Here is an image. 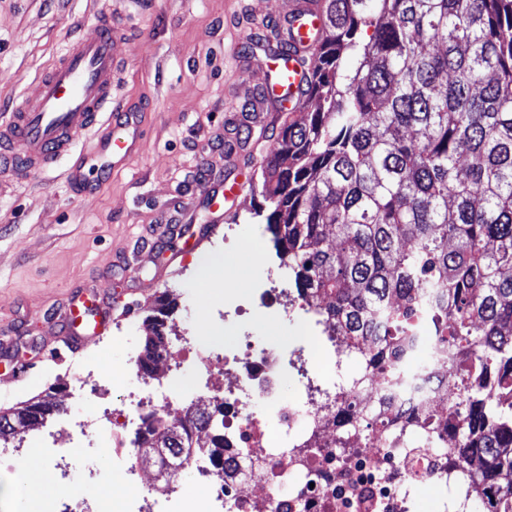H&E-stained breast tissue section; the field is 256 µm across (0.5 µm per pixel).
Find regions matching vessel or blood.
I'll use <instances>...</instances> for the list:
<instances>
[{
	"mask_svg": "<svg viewBox=\"0 0 512 512\" xmlns=\"http://www.w3.org/2000/svg\"><path fill=\"white\" fill-rule=\"evenodd\" d=\"M318 16L317 0H290L288 49L273 59L280 81L268 96H286L292 106L303 99L308 80L304 58L317 38ZM115 37L111 13H101L92 37L73 40L46 72L27 84L18 105L0 121V177L20 183L67 157L71 163L64 178L81 189L84 167L104 179L138 149L142 131L137 115L112 97ZM86 136L93 140L90 152L76 153ZM111 321V308L99 307L95 296L71 302L51 356L65 359L83 351Z\"/></svg>",
	"mask_w": 512,
	"mask_h": 512,
	"instance_id": "vessel-or-blood-1",
	"label": "vessel or blood"
}]
</instances>
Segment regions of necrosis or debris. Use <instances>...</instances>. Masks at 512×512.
<instances>
[{
	"instance_id": "necrosis-or-debris-1",
	"label": "necrosis or debris",
	"mask_w": 512,
	"mask_h": 512,
	"mask_svg": "<svg viewBox=\"0 0 512 512\" xmlns=\"http://www.w3.org/2000/svg\"><path fill=\"white\" fill-rule=\"evenodd\" d=\"M284 296L282 313L306 321L305 300L273 279L257 281L252 289L256 317L267 315L272 295ZM416 343L402 360L406 384L396 387L370 371L361 384L337 389L319 378L329 350L321 336L300 337L290 348L268 347L258 336L202 343L191 336L165 339L164 370L145 372L131 359L130 384L112 405L88 408L67 405L52 420L63 445L46 447L54 470L71 483L81 475L69 469L67 443L82 435L89 454L85 472L101 486L111 479L100 463L109 454L131 489L120 505L109 496L94 503L75 499L70 512H409L411 486L425 481L447 484L448 448L445 428L429 431L399 449L394 445L406 421L441 416L450 397L448 370L435 341L431 314L413 317ZM300 385L291 399L280 392L287 370ZM192 371L223 399L214 416L224 430V459L215 461L201 448L205 432L190 419L191 405L179 375ZM352 403L357 416L375 417L374 432L348 433L336 440V402ZM156 427L184 430L197 448L184 456L156 491L131 432H145L146 417ZM202 474L201 492L186 497L179 484L182 472ZM84 472V473H85Z\"/></svg>"
}]
</instances>
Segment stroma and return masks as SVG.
I'll return each instance as SVG.
<instances>
[{
  "instance_id": "obj_1",
  "label": "stroma",
  "mask_w": 512,
  "mask_h": 512,
  "mask_svg": "<svg viewBox=\"0 0 512 512\" xmlns=\"http://www.w3.org/2000/svg\"><path fill=\"white\" fill-rule=\"evenodd\" d=\"M104 11L126 31L114 45L112 95L138 113L144 137L91 194L72 190L57 169L0 183V327L9 329L0 334V410L68 383L87 359L123 389L148 332L147 308L165 292L177 302L172 335L214 324L219 334L258 335L279 348L317 332L278 314L222 321L225 299L248 298L249 288L197 276L208 255L255 281L276 253L253 216L262 197L247 190L228 201L224 187L260 180L284 118L302 117L258 94L288 0H0V115L68 42L91 35ZM193 233L199 245L185 247ZM90 292L115 308L103 340L78 363L43 361L60 316Z\"/></svg>"
}]
</instances>
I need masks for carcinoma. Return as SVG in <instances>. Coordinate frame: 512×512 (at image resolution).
I'll use <instances>...</instances> for the list:
<instances>
[{
    "instance_id": "cac0c4a2",
    "label": "carcinoma",
    "mask_w": 512,
    "mask_h": 512,
    "mask_svg": "<svg viewBox=\"0 0 512 512\" xmlns=\"http://www.w3.org/2000/svg\"><path fill=\"white\" fill-rule=\"evenodd\" d=\"M309 109L255 185L288 274L348 353L395 375L429 303L448 347V463L512 500V0H322ZM163 345L151 320L140 363ZM56 393L30 403L53 416ZM141 447L177 458L182 432Z\"/></svg>"
}]
</instances>
